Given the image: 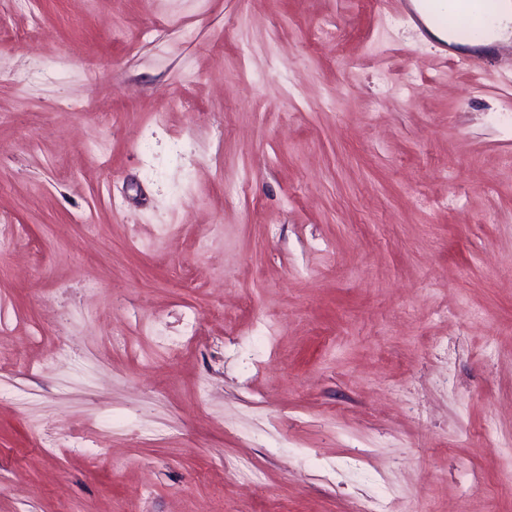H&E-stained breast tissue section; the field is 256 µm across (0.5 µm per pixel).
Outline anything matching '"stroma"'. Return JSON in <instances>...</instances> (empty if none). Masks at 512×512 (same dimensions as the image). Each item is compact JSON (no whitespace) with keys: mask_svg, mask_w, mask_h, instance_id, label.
<instances>
[{"mask_svg":"<svg viewBox=\"0 0 512 512\" xmlns=\"http://www.w3.org/2000/svg\"><path fill=\"white\" fill-rule=\"evenodd\" d=\"M0 344V512H512V49L0 0Z\"/></svg>","mask_w":512,"mask_h":512,"instance_id":"35a3bbf8","label":"stroma"}]
</instances>
